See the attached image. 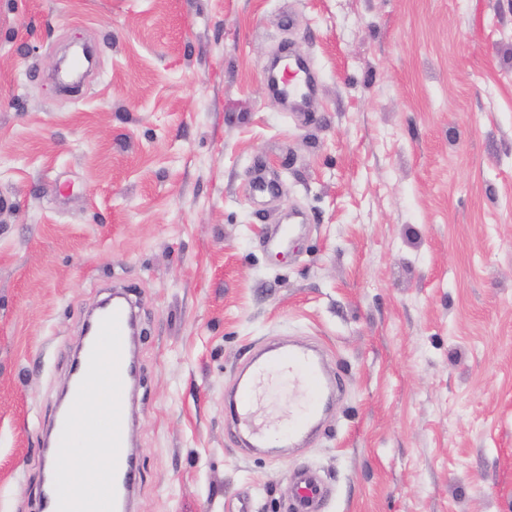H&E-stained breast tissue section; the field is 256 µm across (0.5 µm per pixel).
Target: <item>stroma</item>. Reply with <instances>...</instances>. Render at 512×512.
<instances>
[{
  "label": "stroma",
  "instance_id": "1",
  "mask_svg": "<svg viewBox=\"0 0 512 512\" xmlns=\"http://www.w3.org/2000/svg\"><path fill=\"white\" fill-rule=\"evenodd\" d=\"M284 46L303 113L265 81ZM127 285L131 512H291L302 468L321 512H512V0H0V512H40L86 316ZM265 344L338 392L244 453L224 396Z\"/></svg>",
  "mask_w": 512,
  "mask_h": 512
}]
</instances>
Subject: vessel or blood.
<instances>
[{"label":"vessel or blood","instance_id":"1","mask_svg":"<svg viewBox=\"0 0 512 512\" xmlns=\"http://www.w3.org/2000/svg\"><path fill=\"white\" fill-rule=\"evenodd\" d=\"M287 75L268 81L269 90L283 99L307 97L308 74L302 61L289 60ZM133 310L127 298L114 300L100 315L93 336L84 347L82 368L74 375L68 391V407L53 427L52 446L56 450L104 445L112 450L107 478L86 495L72 493L68 479L52 477L46 491L43 512H129L136 468L131 463L132 442L128 430L127 394L133 384ZM230 396L236 422L256 444L281 447L296 441L315 421L318 401L329 384L324 377L318 351L309 348L260 350L246 364ZM295 375V388L303 396L300 411L289 417L287 429H269L253 425L252 408L258 389L273 369ZM106 380V399L112 400V419L103 421L94 415H80L87 391L98 380ZM319 478L307 470L294 475L293 512H318Z\"/></svg>","mask_w":512,"mask_h":512}]
</instances>
